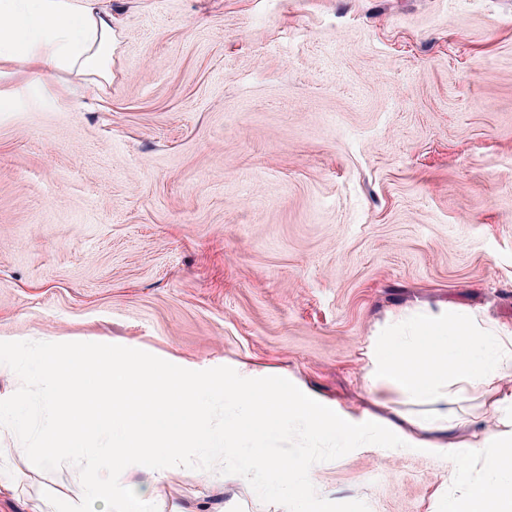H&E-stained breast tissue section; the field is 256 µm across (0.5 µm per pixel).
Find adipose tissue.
<instances>
[{"label":"adipose tissue","instance_id":"1","mask_svg":"<svg viewBox=\"0 0 512 512\" xmlns=\"http://www.w3.org/2000/svg\"><path fill=\"white\" fill-rule=\"evenodd\" d=\"M113 23L112 0H0V80L29 72L31 98L52 104L111 81ZM29 358L53 389L40 438L44 458L96 443L100 477L83 493L92 503L117 499L121 512H158L152 500L125 496L130 463L149 467L159 483L189 449L218 455L234 449L239 473L267 477L287 491L293 512H311L307 475L315 464L298 459L284 467L266 454L267 442L290 428L340 453L373 431L385 448L436 449L468 486L463 507L447 512H512V442L496 429L473 431L474 415L453 408L475 396L487 411L512 406V395L501 391L512 375V331L474 314L426 315L412 332L370 345L368 387L390 391L405 406L381 430L372 423L340 426L310 396L289 394L284 382L272 390L232 379L192 383L177 369L95 344L58 357L36 348ZM217 395L224 399L220 428L211 425L207 408ZM465 460L479 463L480 480H471Z\"/></svg>","mask_w":512,"mask_h":512}]
</instances>
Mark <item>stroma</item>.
Segmentation results:
<instances>
[{"mask_svg": "<svg viewBox=\"0 0 512 512\" xmlns=\"http://www.w3.org/2000/svg\"><path fill=\"white\" fill-rule=\"evenodd\" d=\"M112 81L0 112V512H81L92 450L45 464L25 368L98 340L196 380L283 378L393 420L363 375L423 312L512 330V0H112ZM313 512L463 505L443 455L333 451ZM161 512H289L201 449Z\"/></svg>", "mask_w": 512, "mask_h": 512, "instance_id": "1", "label": "stroma"}]
</instances>
